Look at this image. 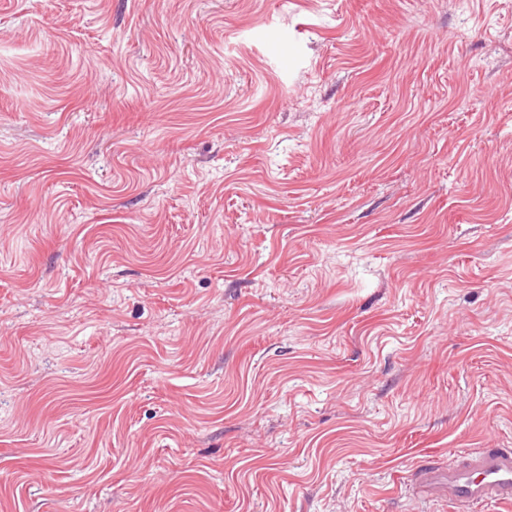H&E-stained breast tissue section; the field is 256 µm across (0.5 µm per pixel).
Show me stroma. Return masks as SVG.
<instances>
[{"instance_id":"stroma-1","label":"stroma","mask_w":512,"mask_h":512,"mask_svg":"<svg viewBox=\"0 0 512 512\" xmlns=\"http://www.w3.org/2000/svg\"><path fill=\"white\" fill-rule=\"evenodd\" d=\"M512 448V0H0V512H455ZM420 500L454 505L457 512H480L492 503H512V448H475L453 461L414 467L408 476Z\"/></svg>"}]
</instances>
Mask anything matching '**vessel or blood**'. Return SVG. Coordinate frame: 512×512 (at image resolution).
Here are the masks:
<instances>
[{
	"label": "vessel or blood",
	"instance_id": "vessel-or-blood-1",
	"mask_svg": "<svg viewBox=\"0 0 512 512\" xmlns=\"http://www.w3.org/2000/svg\"><path fill=\"white\" fill-rule=\"evenodd\" d=\"M420 500L454 505L456 512H483L493 503H512V448H475L457 459L414 467L408 476Z\"/></svg>",
	"mask_w": 512,
	"mask_h": 512
}]
</instances>
